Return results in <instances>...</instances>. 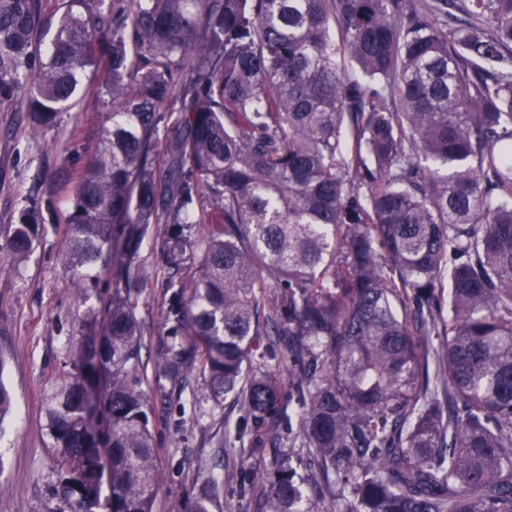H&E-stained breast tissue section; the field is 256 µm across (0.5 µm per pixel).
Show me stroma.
Returning a JSON list of instances; mask_svg holds the SVG:
<instances>
[{
  "mask_svg": "<svg viewBox=\"0 0 512 512\" xmlns=\"http://www.w3.org/2000/svg\"><path fill=\"white\" fill-rule=\"evenodd\" d=\"M102 73L91 74L73 105L49 126L34 124L25 99L0 106V232L17 223L26 202L49 200L53 220L41 227L29 257L12 265L0 235V371L14 399V413L0 423V512H47L54 506L56 455L49 435L47 399L62 375L64 346L69 337L97 332L112 301V280L81 284L59 256L66 245L63 217L67 190L76 172L94 150L105 117L99 103ZM165 231L146 239L140 258L154 275L138 298L141 332L147 345L142 359L153 362L152 346L165 334V280L159 269ZM145 410L165 474L154 512L195 494L208 472L225 423L240 412L232 401L202 418L180 416L181 398L161 395L155 383L144 387ZM182 426H175V419ZM252 457L240 452L221 467L224 489L215 512H256L240 494Z\"/></svg>",
  "mask_w": 512,
  "mask_h": 512,
  "instance_id": "1",
  "label": "stroma"
}]
</instances>
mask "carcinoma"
Segmentation results:
<instances>
[{
	"label": "carcinoma",
	"instance_id": "carcinoma-1",
	"mask_svg": "<svg viewBox=\"0 0 512 512\" xmlns=\"http://www.w3.org/2000/svg\"><path fill=\"white\" fill-rule=\"evenodd\" d=\"M102 67L62 259L110 274L112 307L49 399L53 497L91 512L104 455L110 512H153L137 308L162 226L156 382L195 417L233 397L216 455L259 457L257 512H512V0H0V105L49 125ZM47 214L7 228L13 262Z\"/></svg>",
	"mask_w": 512,
	"mask_h": 512
}]
</instances>
